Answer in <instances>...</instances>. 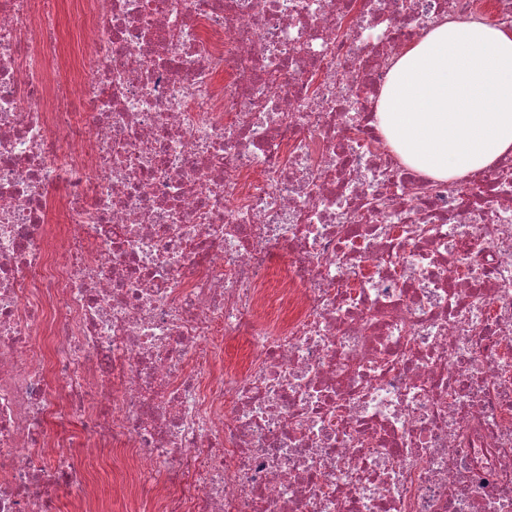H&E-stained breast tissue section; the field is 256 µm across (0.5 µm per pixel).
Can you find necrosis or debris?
Returning a JSON list of instances; mask_svg holds the SVG:
<instances>
[{
    "mask_svg": "<svg viewBox=\"0 0 512 512\" xmlns=\"http://www.w3.org/2000/svg\"><path fill=\"white\" fill-rule=\"evenodd\" d=\"M445 15L0 0V512H512V157L375 124ZM60 10V32L65 44H69L71 49L76 48L75 36V3L76 0H62Z\"/></svg>",
    "mask_w": 512,
    "mask_h": 512,
    "instance_id": "1",
    "label": "necrosis or debris"
}]
</instances>
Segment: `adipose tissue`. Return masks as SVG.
I'll use <instances>...</instances> for the list:
<instances>
[{"label":"adipose tissue","instance_id":"ef3b65f1","mask_svg":"<svg viewBox=\"0 0 512 512\" xmlns=\"http://www.w3.org/2000/svg\"><path fill=\"white\" fill-rule=\"evenodd\" d=\"M377 120L399 158L434 180L512 153V29L433 23L393 61Z\"/></svg>","mask_w":512,"mask_h":512}]
</instances>
